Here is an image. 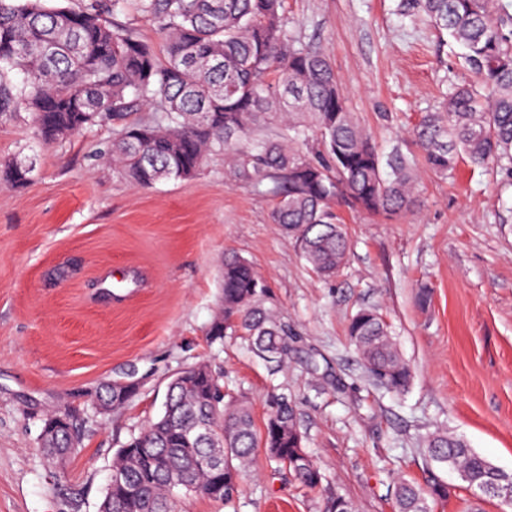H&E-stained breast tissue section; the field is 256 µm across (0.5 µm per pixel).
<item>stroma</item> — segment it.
I'll list each match as a JSON object with an SVG mask.
<instances>
[{
  "label": "stroma",
  "instance_id": "stroma-1",
  "mask_svg": "<svg viewBox=\"0 0 512 512\" xmlns=\"http://www.w3.org/2000/svg\"><path fill=\"white\" fill-rule=\"evenodd\" d=\"M400 2L284 0V15L295 43L327 54L377 149L412 154L409 130L469 71L447 34ZM115 128L43 145L28 116L0 121V162L35 163L27 185L0 181V512H70L74 497L98 512L120 445L161 413L174 375L204 363L256 426L272 393L291 397L322 482L304 487L260 452L231 501L183 494L178 512H330L339 497L394 512L400 482L433 479L448 495L431 512H466L471 490L424 453L442 429L512 473V188L495 169L462 162L444 179L418 166L417 208L390 220L339 207L350 251L326 280L271 223L275 197L224 156L136 188L100 156ZM228 254L267 282L264 305L289 331L284 361L240 335L211 339ZM362 307L382 314L414 367L403 392L366 378L347 336ZM130 378L137 395L98 414L96 392ZM64 407L87 433L58 468L38 439L44 414Z\"/></svg>",
  "mask_w": 512,
  "mask_h": 512
}]
</instances>
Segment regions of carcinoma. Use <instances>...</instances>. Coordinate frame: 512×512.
<instances>
[{
    "label": "carcinoma",
    "mask_w": 512,
    "mask_h": 512,
    "mask_svg": "<svg viewBox=\"0 0 512 512\" xmlns=\"http://www.w3.org/2000/svg\"><path fill=\"white\" fill-rule=\"evenodd\" d=\"M46 2L0 0L1 119L27 113L45 143L119 121L103 158L140 187L189 179L210 156L228 155L242 180L272 182L271 223L295 239L304 260L327 280L336 278L349 251L335 203L386 216L416 207L413 156L397 146L387 155L378 152L348 110L328 58L312 45L290 44L282 0H84L78 8ZM128 2L158 24L165 62L133 31L109 26L108 14ZM407 6L448 33L472 73L410 131L422 160L441 177L462 161L493 165L512 183V0H409ZM139 106L151 107L155 116L126 123ZM274 120L279 132L269 136L264 130ZM286 141L311 142L312 153ZM34 171L33 160L16 158L0 164V179L23 187ZM266 288L250 262L224 258L223 307L210 336L239 332L260 355L287 357L288 330L261 305ZM348 333L369 381L392 392L407 388L411 366L376 310L360 309ZM220 379L199 365L189 381L170 380L162 413L118 449L98 512H176V489L228 501L260 446L305 486L321 483L288 396L271 397L259 434L246 403L224 405ZM137 391L107 385L97 396L115 412ZM202 424L224 434L220 470L197 465L208 444L192 443L190 433ZM85 433L75 410L51 411L43 419L40 451L62 462ZM424 451L432 462L463 473L469 487L512 490L511 473L452 434L429 435ZM447 494L441 483L402 482L395 512H430L428 500Z\"/></svg>",
    "instance_id": "cac0c4a2"
}]
</instances>
